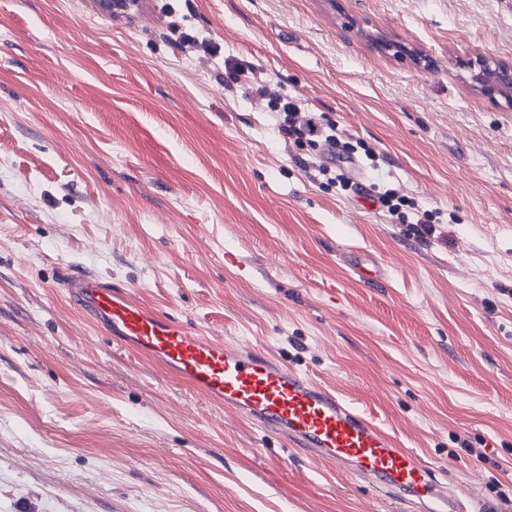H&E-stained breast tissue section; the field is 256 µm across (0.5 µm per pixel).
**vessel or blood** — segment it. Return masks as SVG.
I'll use <instances>...</instances> for the list:
<instances>
[{
	"label": "vessel or blood",
	"instance_id": "obj_1",
	"mask_svg": "<svg viewBox=\"0 0 512 512\" xmlns=\"http://www.w3.org/2000/svg\"><path fill=\"white\" fill-rule=\"evenodd\" d=\"M73 305L120 345L146 356L208 399L261 430L345 466L377 486L405 493L426 512H458L434 471L335 390L255 348L193 334L180 321L135 301L126 289L75 272L61 276Z\"/></svg>",
	"mask_w": 512,
	"mask_h": 512
}]
</instances>
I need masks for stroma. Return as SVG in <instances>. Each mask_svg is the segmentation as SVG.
<instances>
[{"instance_id": "35a3bbf8", "label": "stroma", "mask_w": 512, "mask_h": 512, "mask_svg": "<svg viewBox=\"0 0 512 512\" xmlns=\"http://www.w3.org/2000/svg\"><path fill=\"white\" fill-rule=\"evenodd\" d=\"M479 56L512 61V0H0V512H422L113 343L65 270L337 389L463 508L512 512V105ZM228 59L452 223L423 241L307 178ZM97 13L101 16L112 18L115 14H131L136 12L140 1L138 0H98ZM170 33L174 36L175 42L185 49H197L200 46L204 48V52L211 56H217L220 53L218 45L206 44L199 41L198 37L186 28L181 27L177 22H171ZM463 66L473 72L476 86L489 101L499 102L501 98L509 99L512 93V62L506 61H487L485 58H478L477 62L473 60L466 61ZM478 72H475V69ZM506 93L510 95L506 98Z\"/></svg>"}]
</instances>
